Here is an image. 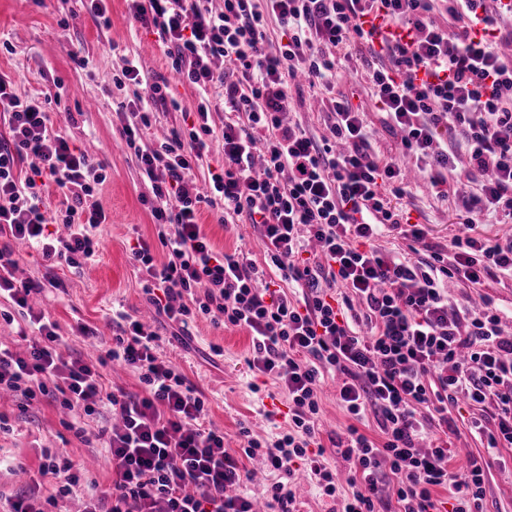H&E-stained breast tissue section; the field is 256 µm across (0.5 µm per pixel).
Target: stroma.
Masks as SVG:
<instances>
[{
  "instance_id": "35a3bbf8",
  "label": "stroma",
  "mask_w": 512,
  "mask_h": 512,
  "mask_svg": "<svg viewBox=\"0 0 512 512\" xmlns=\"http://www.w3.org/2000/svg\"><path fill=\"white\" fill-rule=\"evenodd\" d=\"M127 58L136 60L148 77L168 79L171 93L181 105L180 110L157 113L155 123L145 131L146 138L154 139L180 127L185 113L193 111L197 93L173 76L170 60L155 34L131 20L127 0H107L103 19L89 12L85 0H68L64 6L58 0H0V74L11 79L20 97L46 100L52 132L101 164L105 177L97 198L108 220L90 231L99 244L96 261L79 269L56 268L59 287H46L34 308L57 323L61 337L58 350L67 359L94 358L102 353L96 342L78 335V326H90L108 342L117 331L113 311L140 319L145 332L160 338L159 359L172 362L205 395L209 420L223 430L224 448L234 454L243 444L241 427H251L268 440L277 429L287 428L288 396L273 380L250 371L247 361L252 351L246 331L199 316L189 322L183 337H176L174 325L156 313L142 291L130 248L137 238L155 239L156 226L143 200L147 188L121 134V114L129 97L127 91L115 88L112 78ZM346 69L357 90L353 102L376 132L375 150L382 157L398 158L400 138L386 126L371 97L366 64L354 59L347 62ZM329 99L326 90L302 87L293 97L292 120L315 136L328 135ZM70 112L76 113V123H68L66 115ZM410 187L411 221L426 225L430 242L449 246L459 232L452 198L461 193L460 183L449 184L445 201L435 198L418 175H411ZM199 217L218 250H239L253 260H262V245L253 225L219 224L216 209L205 202L199 206ZM448 294L473 306L489 298L503 312L512 311L510 280L489 281L479 288L452 282ZM0 416L7 417L10 427L9 433H0V496L14 498L30 491L39 478L41 456L47 448L72 460L92 463L82 478V487L59 500L57 512H83L87 483L94 481L99 490H109L112 458L99 446L98 421H90L81 440L68 429L69 417L58 404L42 399L27 405L22 397L8 394L0 395ZM468 419L465 407L454 416L456 428L448 436L451 465L456 468L462 460L486 455L482 512H512V448L487 455L483 443L470 435ZM350 422L336 399L335 382L326 381L319 422L325 448L322 462L343 475L349 464L333 441ZM290 486L295 494V512H335L338 498L351 492L344 484L337 498L319 495L314 482L302 472L291 478Z\"/></svg>"
}]
</instances>
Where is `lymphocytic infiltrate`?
Segmentation results:
<instances>
[{
    "label": "lymphocytic infiltrate",
    "instance_id": "1",
    "mask_svg": "<svg viewBox=\"0 0 512 512\" xmlns=\"http://www.w3.org/2000/svg\"><path fill=\"white\" fill-rule=\"evenodd\" d=\"M135 22L156 34L172 69L198 93L196 120L153 144L144 128L158 109L175 105L166 83L151 82L134 61L114 77L133 91L122 132L151 197L156 241L138 240L130 258L156 311L180 326L196 315L248 332L252 372L271 378L291 403L288 428L271 442L241 428L242 456L224 448L207 422L204 394L156 355L158 338L135 320L113 336L107 357L137 373L144 396L106 383L97 364L58 353L57 325L30 315L24 352L0 347V392L26 401L60 399L68 425L84 438L82 417L104 408L116 416L97 437L112 458V488L89 492L85 512H254L239 488L253 477L244 459L263 457L278 481L265 491L267 512H289L286 480L303 461L321 494L335 497L338 475L320 461L316 428L320 383L340 375L338 400L352 418L336 448L353 466L340 512H377L382 473L397 479V512H480L483 458L465 471L450 467L445 437L449 407L465 398L480 417L471 428L488 452L512 447V336L491 302H451L450 280L480 285L512 280V237L474 231L512 223V0H130ZM408 31V39L374 42L370 16ZM287 35L272 44L268 20ZM370 60L371 92L401 151L412 158L438 198L449 180L465 177L455 203L460 233L443 249L427 243L402 202L410 194L399 165L378 157L364 114L337 90L346 60ZM332 91L329 134L316 138L286 121L297 78ZM225 112L216 125L212 112ZM0 112L10 140L0 144V235L28 245L49 263L82 267L96 255L88 227L107 214L95 197L102 182L93 163L50 132L35 98L18 96L0 75ZM455 139L439 146L438 136ZM224 143V167L200 193L194 169L212 141ZM34 157L32 174L17 163ZM63 193L58 219L67 236L51 237L41 209L44 184ZM208 202L219 223L246 218L264 247L263 262L216 251L198 222ZM397 232L421 246L417 260L375 248ZM165 252L156 262L155 247ZM18 261L0 249V297L19 308L45 284L16 276ZM276 269L291 290L272 288ZM433 408L426 428L419 407ZM375 417L380 434L360 432ZM82 464L47 450L38 473L43 496L12 512H44L79 487ZM446 490L439 498L437 490Z\"/></svg>",
    "mask_w": 512,
    "mask_h": 512
}]
</instances>
